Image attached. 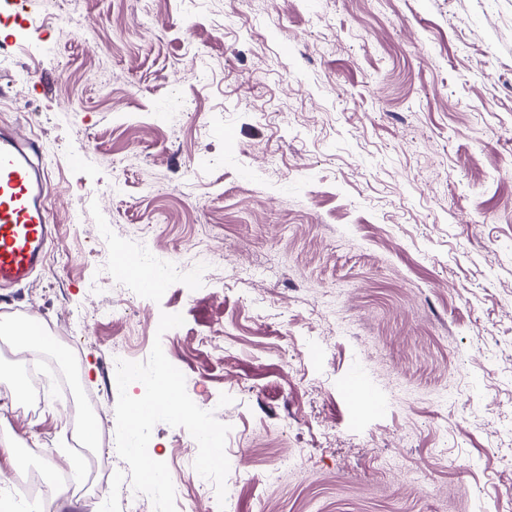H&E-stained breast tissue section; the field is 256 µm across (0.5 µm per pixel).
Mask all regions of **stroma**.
Segmentation results:
<instances>
[{
	"mask_svg": "<svg viewBox=\"0 0 512 512\" xmlns=\"http://www.w3.org/2000/svg\"><path fill=\"white\" fill-rule=\"evenodd\" d=\"M2 126L42 140L57 233L0 320L66 329L120 471L112 350L158 340L231 427L225 512H512V0H27ZM146 248L183 273L143 288ZM23 374L0 355V483L73 458L57 376L30 419ZM189 438L148 453L209 512Z\"/></svg>",
	"mask_w": 512,
	"mask_h": 512,
	"instance_id": "obj_1",
	"label": "stroma"
}]
</instances>
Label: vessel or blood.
<instances>
[{
	"mask_svg": "<svg viewBox=\"0 0 512 512\" xmlns=\"http://www.w3.org/2000/svg\"><path fill=\"white\" fill-rule=\"evenodd\" d=\"M38 138L0 129V286L26 281L46 258L48 176Z\"/></svg>",
	"mask_w": 512,
	"mask_h": 512,
	"instance_id": "obj_1",
	"label": "vessel or blood"
}]
</instances>
